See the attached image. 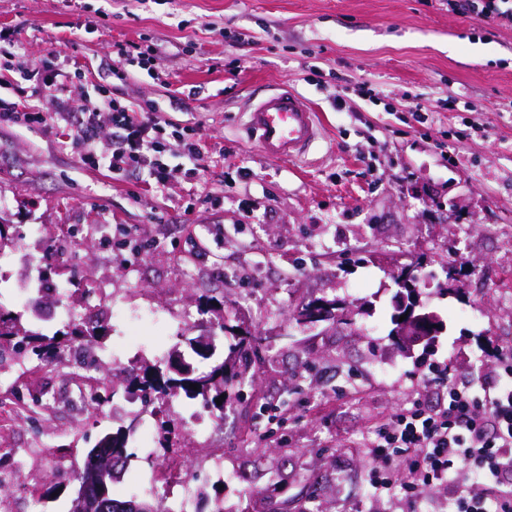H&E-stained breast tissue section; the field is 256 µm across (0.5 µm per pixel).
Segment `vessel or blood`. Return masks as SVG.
I'll use <instances>...</instances> for the list:
<instances>
[{
  "label": "vessel or blood",
  "mask_w": 512,
  "mask_h": 512,
  "mask_svg": "<svg viewBox=\"0 0 512 512\" xmlns=\"http://www.w3.org/2000/svg\"><path fill=\"white\" fill-rule=\"evenodd\" d=\"M246 129L266 156L293 161L308 153L319 136L320 122L301 95L281 88L248 109Z\"/></svg>",
  "instance_id": "b4317fda"
}]
</instances>
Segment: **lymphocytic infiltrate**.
I'll return each instance as SVG.
<instances>
[{
    "instance_id": "obj_1",
    "label": "lymphocytic infiltrate",
    "mask_w": 512,
    "mask_h": 512,
    "mask_svg": "<svg viewBox=\"0 0 512 512\" xmlns=\"http://www.w3.org/2000/svg\"><path fill=\"white\" fill-rule=\"evenodd\" d=\"M451 11L481 19L487 28L512 27V0H448ZM59 112L75 110L54 97ZM73 133L84 148V164L107 163L113 177L133 176L161 187L171 168L167 156L202 170L196 139L166 138L157 107L137 109L105 95L86 101ZM112 125V153L98 155L101 118ZM494 381L475 376L460 383L448 364L435 361L425 374L436 398L407 402L375 429L367 442L373 496H393L407 512H417L424 490H448L451 512H512V348L496 350Z\"/></svg>"
}]
</instances>
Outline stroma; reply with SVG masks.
<instances>
[{
    "instance_id": "stroma-1",
    "label": "stroma",
    "mask_w": 512,
    "mask_h": 512,
    "mask_svg": "<svg viewBox=\"0 0 512 512\" xmlns=\"http://www.w3.org/2000/svg\"><path fill=\"white\" fill-rule=\"evenodd\" d=\"M481 28L448 0H0V36L20 64L76 61L62 97L79 104L103 86L133 107L159 105L204 150V171L174 167L161 189L113 179L83 164L48 90L24 83L25 105L48 112L40 127L0 124V217L24 253L54 242L76 311L92 289L154 311L128 366L181 354L205 371L237 363V337L260 341L254 381L226 385L223 418L204 413L209 443L183 422L145 447L130 437L116 497L153 500L165 471L188 465L196 512L218 500L224 512H291L288 497L306 485L313 512H399L371 494L368 432L422 390L425 364L447 360L465 382L512 347V28L484 41ZM121 48L154 49L156 61L131 68ZM282 84L320 114L322 134L300 161L266 157L244 126L247 105ZM407 267L445 328L434 347L405 352L390 317ZM209 298L238 332L201 357L187 350L184 321ZM318 298L339 300L335 319L291 321ZM79 376L111 379L108 410L55 403ZM4 406L19 414L0 423V442L27 454L0 512L34 499L41 512H68L77 487L62 485L60 467L138 421L107 362L84 375L64 360L9 364Z\"/></svg>"
}]
</instances>
